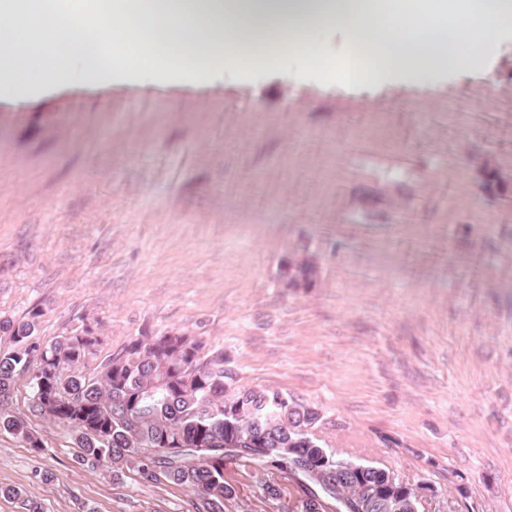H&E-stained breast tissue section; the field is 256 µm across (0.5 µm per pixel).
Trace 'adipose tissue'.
Here are the masks:
<instances>
[{
	"instance_id": "adipose-tissue-1",
	"label": "adipose tissue",
	"mask_w": 512,
	"mask_h": 512,
	"mask_svg": "<svg viewBox=\"0 0 512 512\" xmlns=\"http://www.w3.org/2000/svg\"><path fill=\"white\" fill-rule=\"evenodd\" d=\"M34 46L45 82L98 86L115 74H179L274 60V36L342 86L385 74L420 76L477 64L484 48L512 30V0H0V91L15 90L23 66L16 36ZM336 28L352 42L345 58L324 55L313 33Z\"/></svg>"
}]
</instances>
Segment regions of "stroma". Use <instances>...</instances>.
<instances>
[{"label": "stroma", "instance_id": "stroma-1", "mask_svg": "<svg viewBox=\"0 0 512 512\" xmlns=\"http://www.w3.org/2000/svg\"><path fill=\"white\" fill-rule=\"evenodd\" d=\"M0 96V317L83 326L95 376L143 328L224 348L240 385L318 407L338 457L430 485L420 512H512V32L478 65L344 88L284 53L248 72L41 84ZM307 248L314 288L282 287ZM10 413L0 486L44 512H191L193 496L76 462ZM55 479L45 486L44 471ZM224 512H286L229 462ZM0 431L27 439L32 449L37 453L44 449L41 440L35 439L28 431L26 422L15 415H11L9 412L0 411Z\"/></svg>", "mask_w": 512, "mask_h": 512}]
</instances>
